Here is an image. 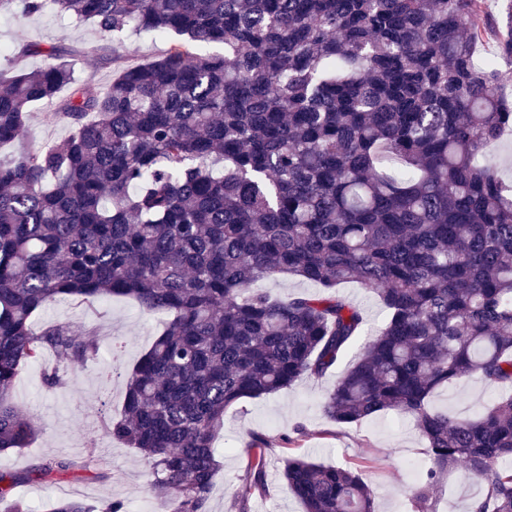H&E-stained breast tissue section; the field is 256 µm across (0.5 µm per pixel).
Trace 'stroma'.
<instances>
[{
  "mask_svg": "<svg viewBox=\"0 0 512 512\" xmlns=\"http://www.w3.org/2000/svg\"><path fill=\"white\" fill-rule=\"evenodd\" d=\"M28 44L41 46V53L26 56L22 64L33 69L52 64L50 48L71 52L77 76L109 83L118 65L136 63L163 55L170 42L150 34L126 33L105 38L89 23L75 24L69 17L47 10L17 25L11 13H0V45L16 52ZM163 316L145 314L124 297L91 305L64 300L44 308L33 320L34 332L49 325H62L75 335L96 333L100 350L96 359L76 367L59 365L46 351L25 365L12 398L38 429L36 439L21 450L0 453V473H21L45 457L94 454L112 470L102 480L91 471L59 475L51 481L19 484L15 495L29 512H49L54 501L72 497L90 503L122 501L126 512H156V500L148 487L150 477L134 449L113 439L104 421L119 417L125 400V375L155 341ZM58 368L62 385L49 389L43 382L45 369ZM336 383L335 374L321 379H303L270 396L244 400L224 415V425L215 449L221 462L214 475L208 512H304L302 503L281 480L286 449L278 447L280 436L300 433L298 452L327 465L360 468L375 493L376 512H413L407 494L429 467L424 441L413 420L397 413L366 419L343 427L323 412V402ZM498 396L469 378L434 394L431 403L459 415L473 416ZM273 440L266 456L267 487L246 492L245 478L250 458L245 451L252 435ZM478 487L457 469L450 470L436 493L438 512H468Z\"/></svg>",
  "mask_w": 512,
  "mask_h": 512,
  "instance_id": "1",
  "label": "stroma"
}]
</instances>
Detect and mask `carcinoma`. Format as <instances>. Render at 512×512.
<instances>
[{"label": "carcinoma", "mask_w": 512, "mask_h": 512, "mask_svg": "<svg viewBox=\"0 0 512 512\" xmlns=\"http://www.w3.org/2000/svg\"><path fill=\"white\" fill-rule=\"evenodd\" d=\"M482 0H23L22 24L51 8L104 35L179 40L118 66L101 87L56 63L0 72V147L30 109L54 106L70 136L0 158V451L27 447L34 420L13 403L44 351L78 366L99 338L33 318L48 305L129 297L168 317L126 376L105 423L149 466L159 512H206L224 413L244 398L322 378L363 340L323 411L339 426L412 417L430 461L414 512L462 465L476 512H512V395L477 418L430 406L463 378L512 386V185L485 154L512 127ZM224 45V53L205 48ZM224 173H213L215 162ZM279 275L323 288L288 299ZM356 282L386 311L376 333L338 287ZM269 442L254 436L249 487L265 488ZM91 454L0 474L13 488L96 468ZM283 476L305 512H375L361 470L291 453ZM52 512H124L117 500L59 499Z\"/></svg>", "instance_id": "carcinoma-1"}]
</instances>
